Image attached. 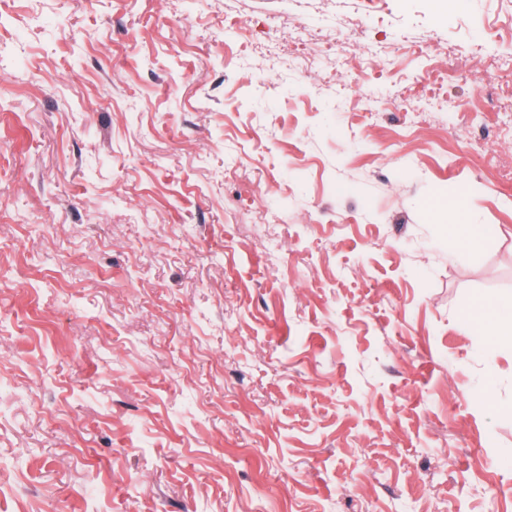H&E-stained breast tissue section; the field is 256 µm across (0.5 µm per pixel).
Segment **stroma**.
I'll return each mask as SVG.
<instances>
[{"mask_svg":"<svg viewBox=\"0 0 512 512\" xmlns=\"http://www.w3.org/2000/svg\"><path fill=\"white\" fill-rule=\"evenodd\" d=\"M507 295L512 0H0V512H512ZM448 233L450 237H455L457 242L471 250L476 251L481 244V233L475 225L459 224L454 219L448 224ZM465 322L488 332L496 341L512 344V297L489 299L480 305L467 303L462 310Z\"/></svg>","mask_w":512,"mask_h":512,"instance_id":"1","label":"stroma"}]
</instances>
